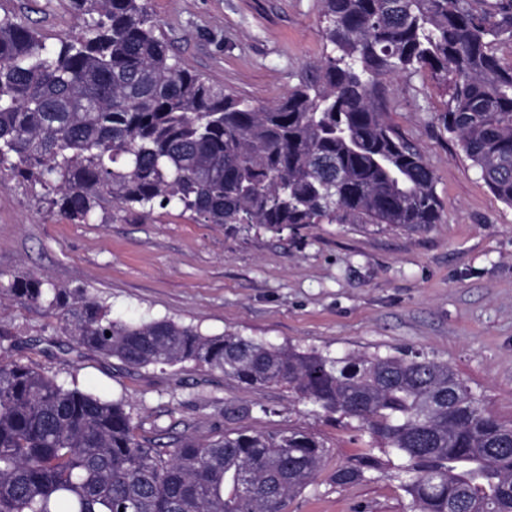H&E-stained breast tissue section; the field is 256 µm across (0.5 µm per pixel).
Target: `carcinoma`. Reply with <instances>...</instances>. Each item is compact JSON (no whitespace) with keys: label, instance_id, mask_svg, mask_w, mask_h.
<instances>
[{"label":"carcinoma","instance_id":"carcinoma-1","mask_svg":"<svg viewBox=\"0 0 512 512\" xmlns=\"http://www.w3.org/2000/svg\"><path fill=\"white\" fill-rule=\"evenodd\" d=\"M85 21L55 45L0 18V173L30 179L74 224L98 208L171 204L204 224L444 223L433 171L386 120L385 83L430 73L440 120L512 207V0H321L330 50L269 105L185 69L149 0H68ZM41 306L62 333L132 369L194 362L250 387L280 385L367 437L336 469L348 486L387 472L413 512H512V423L448 364L420 353L331 355L167 319L131 322L17 271L0 297ZM382 456H377L375 451ZM328 447L298 428H241L160 448L120 400L19 360L0 362V512H286Z\"/></svg>","mask_w":512,"mask_h":512}]
</instances>
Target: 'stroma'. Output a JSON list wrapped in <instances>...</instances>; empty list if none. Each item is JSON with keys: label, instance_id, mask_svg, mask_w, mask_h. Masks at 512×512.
<instances>
[{"label": "stroma", "instance_id": "1", "mask_svg": "<svg viewBox=\"0 0 512 512\" xmlns=\"http://www.w3.org/2000/svg\"><path fill=\"white\" fill-rule=\"evenodd\" d=\"M182 66L256 105L298 84L324 49L320 0H150ZM47 43L78 32L66 0H0V16ZM387 118L423 154L447 221L411 233L372 224H310L275 233L204 224L170 206L145 218L115 206L87 224L60 216L41 185L0 175V272L77 288L127 320L170 319L206 336L236 333L331 353L418 351L448 363L489 412L512 421V207L480 179L438 120L445 98L427 75L389 82ZM75 376L122 399L138 434L171 443L245 427H297L330 447L288 512H410L387 473L339 486L358 434L294 405L278 386L250 388L186 362L135 370L70 349L44 308L0 303V360ZM251 407L225 415V404Z\"/></svg>", "mask_w": 512, "mask_h": 512}]
</instances>
